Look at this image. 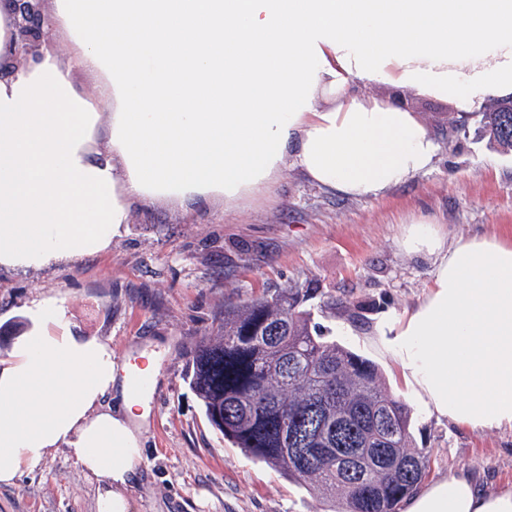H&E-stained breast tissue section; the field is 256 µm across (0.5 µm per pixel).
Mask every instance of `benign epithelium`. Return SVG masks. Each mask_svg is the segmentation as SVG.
I'll return each mask as SVG.
<instances>
[{"mask_svg": "<svg viewBox=\"0 0 512 512\" xmlns=\"http://www.w3.org/2000/svg\"><path fill=\"white\" fill-rule=\"evenodd\" d=\"M45 3L46 0H0L14 19L11 63L18 67L40 53L42 31L49 23Z\"/></svg>", "mask_w": 512, "mask_h": 512, "instance_id": "1", "label": "benign epithelium"}]
</instances>
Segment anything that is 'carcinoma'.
I'll use <instances>...</instances> for the list:
<instances>
[{
    "label": "carcinoma",
    "mask_w": 512,
    "mask_h": 512,
    "mask_svg": "<svg viewBox=\"0 0 512 512\" xmlns=\"http://www.w3.org/2000/svg\"><path fill=\"white\" fill-rule=\"evenodd\" d=\"M479 117V132L512 152V102ZM318 288L290 286L224 303L197 343L186 379L224 437L336 512H398L427 474L410 410L378 367L328 338L306 303Z\"/></svg>",
    "instance_id": "carcinoma-1"
}]
</instances>
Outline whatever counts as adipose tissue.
<instances>
[{
	"mask_svg": "<svg viewBox=\"0 0 512 512\" xmlns=\"http://www.w3.org/2000/svg\"><path fill=\"white\" fill-rule=\"evenodd\" d=\"M41 59L0 80V266L107 250L136 202L233 208L296 166L343 197L379 199L428 171L432 131L355 85L416 88L463 106L512 95V0H52ZM112 93L77 92L57 40ZM429 289L387 316L381 346L430 418L512 430V240L448 239L412 224ZM0 356V486L66 447L97 483V512H131L143 401L129 367L76 335L56 299ZM402 512H512V487L458 475Z\"/></svg>",
	"mask_w": 512,
	"mask_h": 512,
	"instance_id": "ef3b65f1",
	"label": "adipose tissue"
}]
</instances>
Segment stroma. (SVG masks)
Listing matches in <instances>:
<instances>
[{
	"mask_svg": "<svg viewBox=\"0 0 512 512\" xmlns=\"http://www.w3.org/2000/svg\"><path fill=\"white\" fill-rule=\"evenodd\" d=\"M396 96L439 141L433 168L379 200L339 197L288 168L262 197L227 209L140 202L104 253L22 272L0 266V354L27 328L32 301L53 297L82 336L112 346L120 361L155 360L133 512H333L264 462L247 456L208 421L185 374L196 341L224 303L307 283L339 298L314 320L372 360L392 395L401 385L376 336L382 317L417 303L431 263L399 246L426 220L448 238L512 237V154L475 134L452 135L456 104L405 87L363 88ZM416 448L429 457L427 481L465 474L480 487L512 486V431H474L411 414ZM96 483L65 448L16 486L0 487V512H96Z\"/></svg>",
	"mask_w": 512,
	"mask_h": 512,
	"instance_id": "stroma-1",
	"label": "stroma"
}]
</instances>
